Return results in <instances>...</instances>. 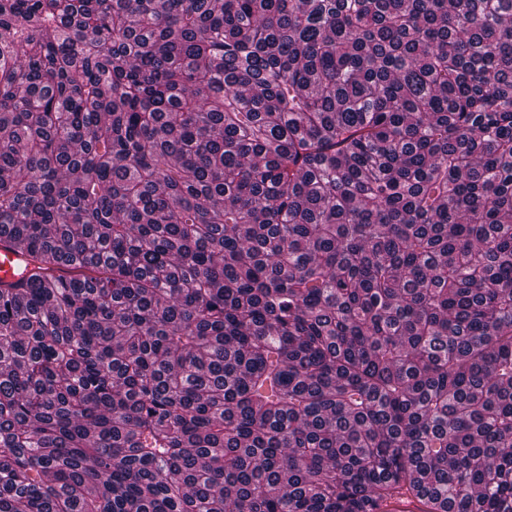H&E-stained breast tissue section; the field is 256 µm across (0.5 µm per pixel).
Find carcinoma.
I'll return each instance as SVG.
<instances>
[{
	"instance_id": "carcinoma-1",
	"label": "carcinoma",
	"mask_w": 512,
	"mask_h": 512,
	"mask_svg": "<svg viewBox=\"0 0 512 512\" xmlns=\"http://www.w3.org/2000/svg\"><path fill=\"white\" fill-rule=\"evenodd\" d=\"M0 512H512V0H0ZM26 257L25 250L16 242H0V281L12 282L18 278V263Z\"/></svg>"
}]
</instances>
